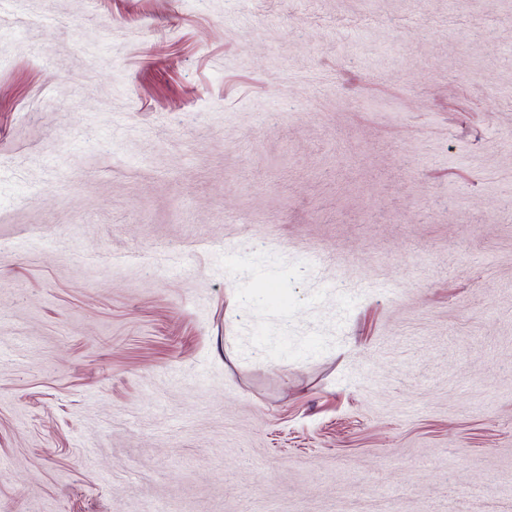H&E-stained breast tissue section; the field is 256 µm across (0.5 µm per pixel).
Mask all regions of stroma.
<instances>
[{"label": "stroma", "mask_w": 512, "mask_h": 512, "mask_svg": "<svg viewBox=\"0 0 512 512\" xmlns=\"http://www.w3.org/2000/svg\"><path fill=\"white\" fill-rule=\"evenodd\" d=\"M512 512V0H0V512Z\"/></svg>", "instance_id": "1"}]
</instances>
